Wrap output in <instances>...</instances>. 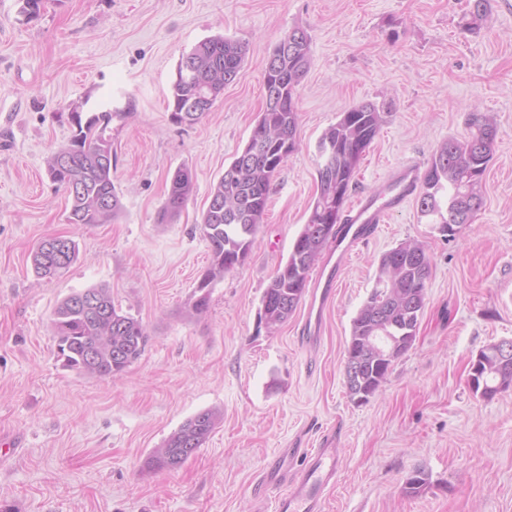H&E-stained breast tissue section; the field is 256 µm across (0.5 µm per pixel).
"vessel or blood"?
I'll return each mask as SVG.
<instances>
[{"label": "vessel or blood", "mask_w": 512, "mask_h": 512, "mask_svg": "<svg viewBox=\"0 0 512 512\" xmlns=\"http://www.w3.org/2000/svg\"><path fill=\"white\" fill-rule=\"evenodd\" d=\"M421 168L408 161L397 167L378 193L363 196L349 208L338 228L329 252L330 258L315 276L310 289V302L301 327L304 341L316 344L320 339L323 313L334 295L341 271L359 245L373 238L381 224L401 210L418 193ZM335 434L324 436L320 447L311 451L300 448L282 449L262 471L259 490L276 486L275 512H323L324 492L337 478Z\"/></svg>", "instance_id": "vessel-or-blood-1"}]
</instances>
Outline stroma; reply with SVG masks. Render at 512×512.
Instances as JSON below:
<instances>
[{"label": "stroma", "mask_w": 512, "mask_h": 512, "mask_svg": "<svg viewBox=\"0 0 512 512\" xmlns=\"http://www.w3.org/2000/svg\"><path fill=\"white\" fill-rule=\"evenodd\" d=\"M0 0V512H272L276 490L254 484L282 448L336 432V483L324 512H512V388L492 398L467 380L478 352L512 339V0H490L476 31L468 0ZM305 29L312 63L297 88V148L276 174L251 252L191 310L211 259L200 224L210 189L264 109L269 54ZM246 42L235 82L193 125L170 121L176 66L199 42ZM383 106L349 201L392 167L428 161L464 138L470 114L498 124L473 223L447 240L415 203L394 213L343 268L304 347L306 305L283 325L259 320L263 292L318 190L316 144L342 112ZM112 112V180L122 209L109 224H72L47 158L77 132L71 113ZM194 193L158 215L173 174ZM78 259L56 278L32 263L49 236ZM423 243L431 273L413 345L379 390L355 403L344 382L352 320L382 254ZM105 286L149 335L141 357L109 379L65 367L51 319L71 293ZM221 422L180 468L146 458L188 418ZM421 470L415 495L407 479Z\"/></svg>", "instance_id": "stroma-1"}]
</instances>
